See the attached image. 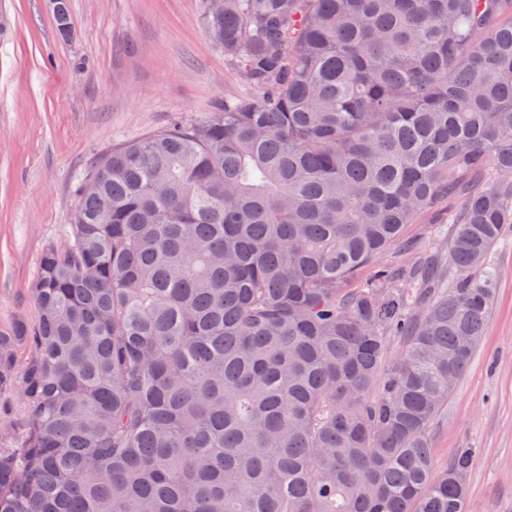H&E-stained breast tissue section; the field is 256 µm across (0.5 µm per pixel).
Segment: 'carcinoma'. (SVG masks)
I'll return each mask as SVG.
<instances>
[{"mask_svg": "<svg viewBox=\"0 0 512 512\" xmlns=\"http://www.w3.org/2000/svg\"><path fill=\"white\" fill-rule=\"evenodd\" d=\"M261 96L112 150L0 331V512H465L431 428L512 234V0H218ZM448 217L415 260L405 228ZM27 350L23 364L17 351Z\"/></svg>", "mask_w": 512, "mask_h": 512, "instance_id": "1", "label": "carcinoma"}]
</instances>
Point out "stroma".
<instances>
[{"label": "stroma", "mask_w": 512, "mask_h": 512, "mask_svg": "<svg viewBox=\"0 0 512 512\" xmlns=\"http://www.w3.org/2000/svg\"><path fill=\"white\" fill-rule=\"evenodd\" d=\"M69 3L64 39L47 0H0V329L34 320L41 257L97 160L251 91L204 31L206 0ZM494 262V315L432 429L437 464L475 451L467 512H512V239Z\"/></svg>", "instance_id": "obj_1"}]
</instances>
